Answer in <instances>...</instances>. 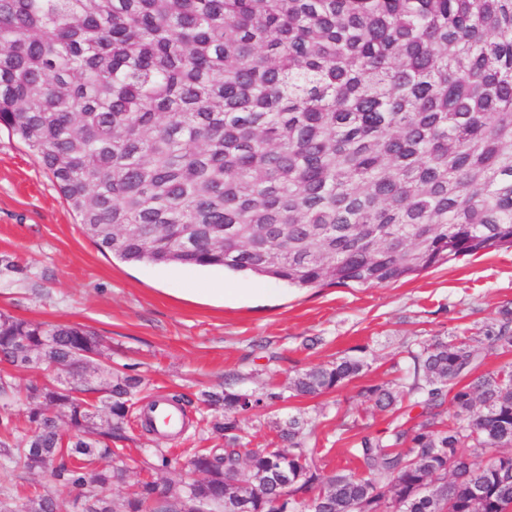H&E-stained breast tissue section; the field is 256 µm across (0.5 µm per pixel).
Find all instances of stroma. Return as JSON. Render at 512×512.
Masks as SVG:
<instances>
[{
    "label": "stroma",
    "instance_id": "1",
    "mask_svg": "<svg viewBox=\"0 0 512 512\" xmlns=\"http://www.w3.org/2000/svg\"><path fill=\"white\" fill-rule=\"evenodd\" d=\"M218 282L225 292L214 291ZM505 305L512 307L506 247L396 283L309 290L217 267L122 262L83 235L39 159L0 128V313L91 330L113 366L142 379L145 399L181 393L190 400L181 435L159 440L137 422L127 426L128 484L145 478L141 462L152 448H167L182 471L196 451L223 448L203 419L202 392L229 379L242 391L269 384L284 391L294 372L343 357L364 361L358 377L257 410L241 435L246 447H267L276 421L301 412L314 424L309 444L322 466L353 468V441L385 434L392 421L365 389L406 383L410 352L437 338L482 336Z\"/></svg>",
    "mask_w": 512,
    "mask_h": 512
}]
</instances>
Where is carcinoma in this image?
<instances>
[{
  "label": "carcinoma",
  "instance_id": "carcinoma-1",
  "mask_svg": "<svg viewBox=\"0 0 512 512\" xmlns=\"http://www.w3.org/2000/svg\"><path fill=\"white\" fill-rule=\"evenodd\" d=\"M0 126L52 175L84 234L127 263L223 267L305 289L377 285L458 257L512 247V0H0ZM512 351V308L486 329ZM78 326L0 315V361L44 363L68 380L30 381L24 427L0 461L44 476L0 487V512H277L312 494L320 512H512V370L464 379L466 338L410 352L405 392L366 389L381 411L418 421L363 436L356 469L323 471L302 415L279 424L288 448L240 447V418L283 401L270 388L203 394L224 453L189 460L202 478L125 479L112 440L141 378L99 360ZM364 368L341 358L299 371L296 397L338 390ZM0 388V429H18ZM489 454L481 464L476 458ZM112 459L109 467L99 459ZM147 469L167 472L156 448ZM485 495L477 498L475 490Z\"/></svg>",
  "mask_w": 512,
  "mask_h": 512
}]
</instances>
